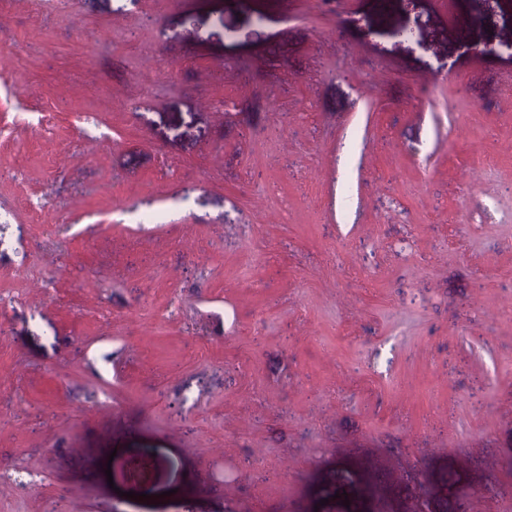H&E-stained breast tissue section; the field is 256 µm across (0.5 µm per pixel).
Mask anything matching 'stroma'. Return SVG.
Listing matches in <instances>:
<instances>
[{
  "mask_svg": "<svg viewBox=\"0 0 512 512\" xmlns=\"http://www.w3.org/2000/svg\"><path fill=\"white\" fill-rule=\"evenodd\" d=\"M62 493L512 512V0H13L0 512Z\"/></svg>",
  "mask_w": 512,
  "mask_h": 512,
  "instance_id": "obj_1",
  "label": "stroma"
}]
</instances>
